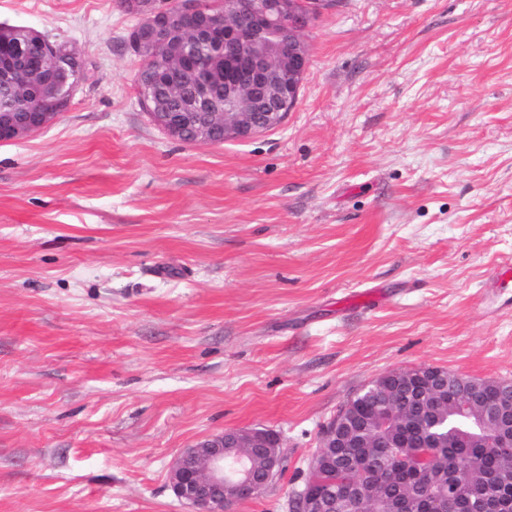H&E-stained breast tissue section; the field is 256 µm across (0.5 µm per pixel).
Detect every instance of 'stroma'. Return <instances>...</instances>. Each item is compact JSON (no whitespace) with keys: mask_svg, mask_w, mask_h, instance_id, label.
<instances>
[{"mask_svg":"<svg viewBox=\"0 0 512 512\" xmlns=\"http://www.w3.org/2000/svg\"><path fill=\"white\" fill-rule=\"evenodd\" d=\"M77 51L66 112L0 142V512H192L173 459L278 432L233 512H290L380 375L512 380V0H330L278 128L184 143L139 105L116 0H0Z\"/></svg>","mask_w":512,"mask_h":512,"instance_id":"35a3bbf8","label":"stroma"}]
</instances>
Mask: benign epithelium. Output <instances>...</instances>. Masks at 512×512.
<instances>
[{"label":"benign epithelium","instance_id":"1","mask_svg":"<svg viewBox=\"0 0 512 512\" xmlns=\"http://www.w3.org/2000/svg\"><path fill=\"white\" fill-rule=\"evenodd\" d=\"M125 12L141 11L143 22L133 30L131 43L142 70L161 79L171 97H179L190 85L188 111L152 106L151 121L167 135L189 143L221 144L247 140L280 127L284 108L295 105L309 66V52L301 32L317 16L308 0H224L222 11L201 20V0H178L173 8H161L154 0H118ZM174 31L216 48L208 66L160 36ZM53 46L42 38L18 43L14 56L0 65V79L17 82L25 77L29 88L42 100L53 102L71 96L83 80L84 67L59 66L51 60ZM224 82V111H211L213 90ZM55 112H1L0 141H14L44 128ZM418 398L411 386L400 400L385 408L386 417L398 422L393 447L407 439L405 408ZM500 421L481 425L486 446L512 447L509 409H499ZM337 419L323 430L322 448H367L350 429L336 430ZM253 431L226 430L200 441L179 454L170 467V486L195 512H229L237 502L261 495L282 470L281 437L269 430L263 441L250 443ZM273 448L266 468L254 471L243 457L230 459L228 448ZM367 498L358 484L340 490L308 488L295 504V512H356Z\"/></svg>","mask_w":512,"mask_h":512}]
</instances>
